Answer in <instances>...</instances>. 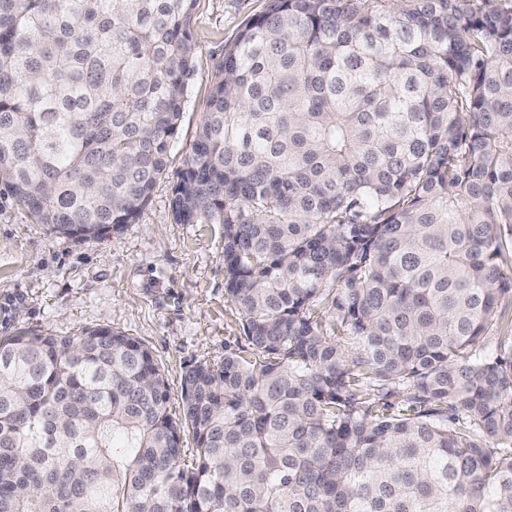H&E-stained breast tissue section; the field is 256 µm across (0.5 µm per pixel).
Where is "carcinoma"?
<instances>
[{"label":"carcinoma","mask_w":512,"mask_h":512,"mask_svg":"<svg viewBox=\"0 0 512 512\" xmlns=\"http://www.w3.org/2000/svg\"><path fill=\"white\" fill-rule=\"evenodd\" d=\"M194 4L0 0V191L50 233L148 206ZM171 223L224 225L242 336L175 417L133 336H0V512H512V0H269Z\"/></svg>","instance_id":"obj_1"}]
</instances>
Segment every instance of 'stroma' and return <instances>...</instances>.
Listing matches in <instances>:
<instances>
[{
    "label": "stroma",
    "mask_w": 512,
    "mask_h": 512,
    "mask_svg": "<svg viewBox=\"0 0 512 512\" xmlns=\"http://www.w3.org/2000/svg\"><path fill=\"white\" fill-rule=\"evenodd\" d=\"M267 5L196 0L194 71L179 137L137 223L109 238L75 243L50 234L26 208L0 196V336L112 326L152 351L174 409L188 366L223 360L225 343L241 333L240 312L224 294L223 227L171 223V204L224 48Z\"/></svg>",
    "instance_id": "35a3bbf8"
}]
</instances>
